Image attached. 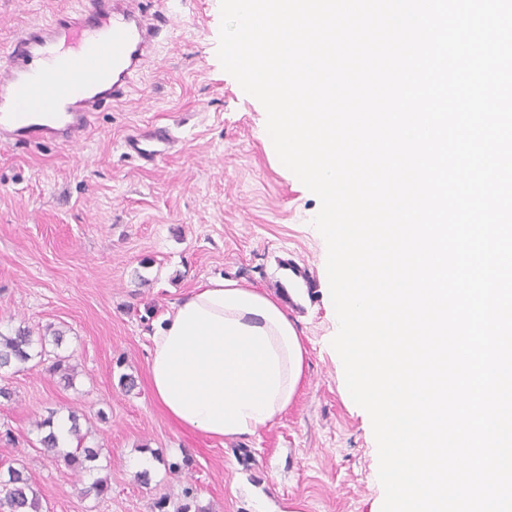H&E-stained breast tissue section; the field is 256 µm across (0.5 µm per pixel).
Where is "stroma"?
I'll list each match as a JSON object with an SVG mask.
<instances>
[{
    "label": "stroma",
    "mask_w": 512,
    "mask_h": 512,
    "mask_svg": "<svg viewBox=\"0 0 512 512\" xmlns=\"http://www.w3.org/2000/svg\"><path fill=\"white\" fill-rule=\"evenodd\" d=\"M73 0H0V43ZM175 30L128 96L95 118L83 147L0 148V333L59 329L76 370L67 387L46 364L0 372V465H24L44 512H155L168 497L204 512H381L373 430L351 399L331 345L338 321L327 290L319 198L279 160L266 112L221 66L220 0H171ZM170 126L180 143L141 166L121 143ZM303 267L288 313L305 349L288 411L245 441L178 427L148 377L160 318L203 279L284 294ZM136 378L132 391L121 374ZM84 414L86 445L101 447L110 490L40 450L37 420ZM150 459L148 482L138 463Z\"/></svg>",
    "instance_id": "35a3bbf8"
}]
</instances>
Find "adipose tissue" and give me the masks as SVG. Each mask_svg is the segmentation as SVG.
<instances>
[{
  "mask_svg": "<svg viewBox=\"0 0 512 512\" xmlns=\"http://www.w3.org/2000/svg\"><path fill=\"white\" fill-rule=\"evenodd\" d=\"M304 348L281 302L231 279L200 281L151 337L154 395L179 426L217 440L255 436L293 401Z\"/></svg>",
  "mask_w": 512,
  "mask_h": 512,
  "instance_id": "ef3b65f1",
  "label": "adipose tissue"
}]
</instances>
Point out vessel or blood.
<instances>
[{"instance_id": "obj_1", "label": "vessel or blood", "mask_w": 512, "mask_h": 512, "mask_svg": "<svg viewBox=\"0 0 512 512\" xmlns=\"http://www.w3.org/2000/svg\"><path fill=\"white\" fill-rule=\"evenodd\" d=\"M166 0H81L49 20L27 23L0 48V146H81L96 112L126 98L172 34ZM108 46L110 63L99 49ZM178 143L166 126L127 136L143 165L166 160Z\"/></svg>"}]
</instances>
